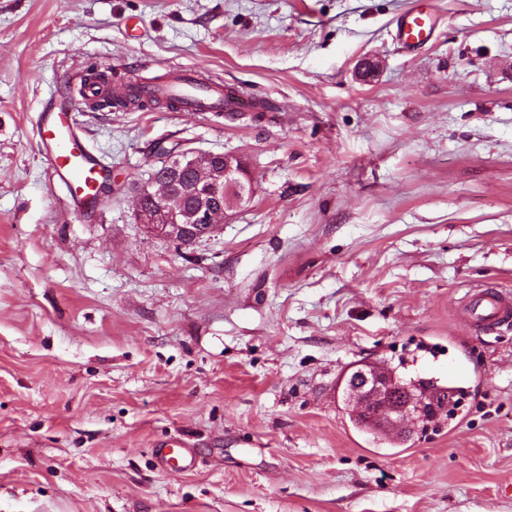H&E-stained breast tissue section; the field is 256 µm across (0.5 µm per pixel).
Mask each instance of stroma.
Returning <instances> with one entry per match:
<instances>
[{"label":"stroma","instance_id":"obj_1","mask_svg":"<svg viewBox=\"0 0 512 512\" xmlns=\"http://www.w3.org/2000/svg\"><path fill=\"white\" fill-rule=\"evenodd\" d=\"M0 0V512H512V0ZM172 68L274 111L90 110L89 66ZM64 95L112 173L73 210L34 125ZM235 152L252 196L188 248L138 224L158 141ZM417 352L456 419L400 447L341 410L354 362ZM193 448L165 471L157 442ZM434 30L432 15L420 9H412L397 23L396 37L406 48L424 46ZM468 329L487 331L512 323V292L495 286L474 288L458 310Z\"/></svg>","mask_w":512,"mask_h":512}]
</instances>
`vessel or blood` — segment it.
<instances>
[{
  "mask_svg": "<svg viewBox=\"0 0 512 512\" xmlns=\"http://www.w3.org/2000/svg\"><path fill=\"white\" fill-rule=\"evenodd\" d=\"M434 21L430 13L414 9L398 22L396 36L407 48L424 46L431 38ZM129 94L140 98L178 100L186 112H235L246 101L232 88L209 81L200 69L171 70L156 81H135ZM50 174L67 190L71 201L88 206L103 180V167L94 150L79 136L66 99L42 108L37 124ZM459 321L469 329L486 331L512 323V292L495 286L471 290L458 310ZM157 454L164 469L189 470L195 463L192 451L182 440L158 443Z\"/></svg>",
  "mask_w": 512,
  "mask_h": 512,
  "instance_id": "vessel-or-blood-1",
  "label": "vessel or blood"
}]
</instances>
